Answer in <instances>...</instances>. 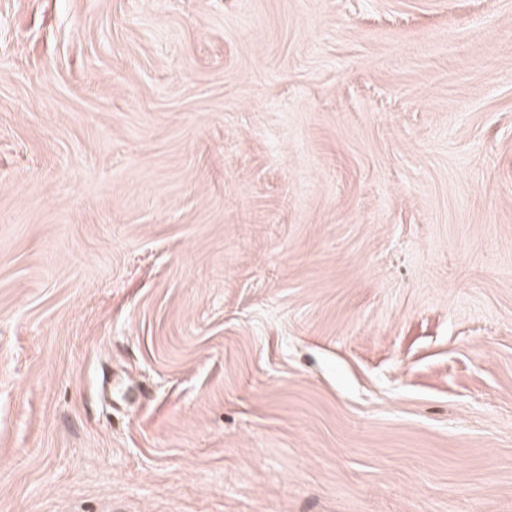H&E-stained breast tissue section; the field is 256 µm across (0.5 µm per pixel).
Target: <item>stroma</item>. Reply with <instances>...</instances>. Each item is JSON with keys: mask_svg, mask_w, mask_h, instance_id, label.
Wrapping results in <instances>:
<instances>
[{"mask_svg": "<svg viewBox=\"0 0 512 512\" xmlns=\"http://www.w3.org/2000/svg\"><path fill=\"white\" fill-rule=\"evenodd\" d=\"M0 512H512V0H0Z\"/></svg>", "mask_w": 512, "mask_h": 512, "instance_id": "stroma-1", "label": "stroma"}]
</instances>
